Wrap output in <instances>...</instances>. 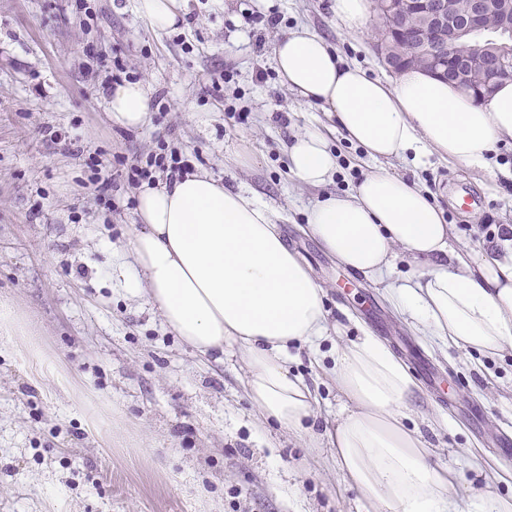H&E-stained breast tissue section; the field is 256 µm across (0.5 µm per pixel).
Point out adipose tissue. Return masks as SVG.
<instances>
[{"label":"adipose tissue","instance_id":"1","mask_svg":"<svg viewBox=\"0 0 512 512\" xmlns=\"http://www.w3.org/2000/svg\"><path fill=\"white\" fill-rule=\"evenodd\" d=\"M273 60L298 100L334 117L345 140L375 163L350 192L314 204L312 236L372 281L391 273L397 250L425 259L412 283L392 289L396 309L445 345L512 347V256L449 257L452 227L442 210L387 167L408 152L420 161L436 154L487 167L495 145L512 140V82L477 105L422 70L373 78L340 64L328 42L305 27L277 41ZM149 109L139 82L117 85L109 96V117L125 128L145 124ZM288 161L310 186L325 184L338 168L315 127L293 135ZM136 209L141 225L129 242L126 287L145 293L166 328L196 354L217 360L225 344H236L258 415L298 429L315 398L290 374V349L330 338L336 328L324 311L325 288L289 249L273 212L204 171L143 185ZM334 373L347 402L329 438L345 482L370 512H512V497L488 486L460 502L451 469L433 464L421 432L405 427L419 384L383 340L367 333L337 348Z\"/></svg>","mask_w":512,"mask_h":512}]
</instances>
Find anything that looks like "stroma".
<instances>
[{"instance_id":"obj_1","label":"stroma","mask_w":512,"mask_h":512,"mask_svg":"<svg viewBox=\"0 0 512 512\" xmlns=\"http://www.w3.org/2000/svg\"><path fill=\"white\" fill-rule=\"evenodd\" d=\"M0 0V304L18 318L0 333V512H368L346 485L323 433L345 401L332 373L336 343L296 349L289 368L316 397L301 431L257 423L239 350L203 360L166 331L115 266L134 224L138 185L121 165L176 151L225 188L270 207L293 251L327 290L342 343L370 331L407 363L417 405L435 415L427 442L467 501L483 474L512 495V349L435 345L389 300L422 267L399 254L390 276L366 280L307 231L319 198L350 190L371 168L364 150L318 107L300 104L273 61L276 42L306 26L344 63L384 78L376 16L344 31L332 0H182L176 29L153 31L134 0ZM279 23L249 22L248 12ZM121 57L148 85L146 123L107 114L106 68ZM228 74L223 100L211 80ZM318 127L338 160L332 181L288 169L294 132ZM399 176L428 189L455 231L451 245L483 255L512 225V180L412 154ZM318 438L310 449V438Z\"/></svg>"}]
</instances>
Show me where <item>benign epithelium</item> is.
I'll use <instances>...</instances> for the list:
<instances>
[{
    "label": "benign epithelium",
    "mask_w": 512,
    "mask_h": 512,
    "mask_svg": "<svg viewBox=\"0 0 512 512\" xmlns=\"http://www.w3.org/2000/svg\"><path fill=\"white\" fill-rule=\"evenodd\" d=\"M373 9L382 29L391 40L401 38L397 22H419L430 31L435 47L448 50L453 74L433 62L428 72L460 84L474 65L499 77H512V0H471L465 15L457 14L455 0H440L438 8H428V0H373ZM495 13L497 26L488 34L485 15Z\"/></svg>",
    "instance_id": "benign-epithelium-1"
}]
</instances>
